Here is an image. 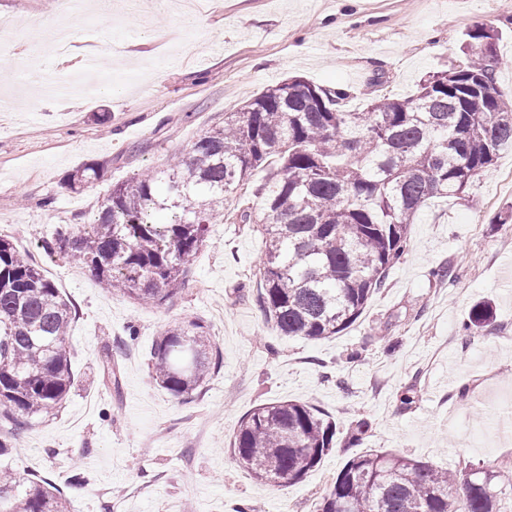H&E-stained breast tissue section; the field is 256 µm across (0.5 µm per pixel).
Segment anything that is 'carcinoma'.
Masks as SVG:
<instances>
[{
	"mask_svg": "<svg viewBox=\"0 0 512 512\" xmlns=\"http://www.w3.org/2000/svg\"><path fill=\"white\" fill-rule=\"evenodd\" d=\"M465 57L427 75L399 98L374 97L361 111L352 92L292 77L267 87L185 156L112 185L91 224L57 232L46 248L87 268L127 299L159 307L185 285L189 263L224 218L226 201L261 200L256 302L283 336L311 340L353 326L407 247L433 198L459 200L504 152H512V96L499 89L498 33L476 24ZM265 171L253 183L257 169ZM103 177L95 163L67 177L73 190ZM75 311L53 281L0 235V456L29 420L59 408L74 386L68 335ZM493 318L486 303L466 329ZM155 380L186 401L222 364L207 327L165 328L151 351ZM336 445V422L314 404L256 406L234 430L233 460L256 480L299 483ZM512 480L448 471L388 453L352 455L315 512H508ZM0 512H70L41 476L0 473Z\"/></svg>",
	"mask_w": 512,
	"mask_h": 512,
	"instance_id": "carcinoma-1",
	"label": "carcinoma"
}]
</instances>
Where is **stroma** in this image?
Wrapping results in <instances>:
<instances>
[{
    "instance_id": "stroma-1",
    "label": "stroma",
    "mask_w": 512,
    "mask_h": 512,
    "mask_svg": "<svg viewBox=\"0 0 512 512\" xmlns=\"http://www.w3.org/2000/svg\"><path fill=\"white\" fill-rule=\"evenodd\" d=\"M57 18L73 47L56 55L44 17ZM0 225L32 259L56 272L71 300L75 385L54 415L32 419L0 466L50 479L72 512H314L346 463V434L368 424L361 451H392L451 470L512 472V439L459 436L450 415L473 420L512 407V246L498 218L512 210V153L475 178L463 199L427 202L408 249L361 318L337 336L279 335L255 300L260 237L253 225H211L180 293L159 308L102 288L92 275L43 249L71 224L96 218L113 183L186 153L212 127L267 86L298 76L367 97L413 93L446 69L475 23L499 33L496 74L512 94V0H207L184 15L179 0H112L60 16L57 0H0ZM98 58L97 93H70L33 107L41 83ZM107 113V124L96 117ZM87 163L105 176L82 192L64 183ZM456 269L438 283L431 270ZM491 302L493 325L465 335L471 306ZM198 318L223 353L190 402L155 381L150 355L169 324ZM121 352H114V345ZM120 384L106 376L109 362ZM411 403H403V391ZM310 402L336 423V446L304 481L258 482L232 461L227 441L262 403ZM82 470L83 485L70 483Z\"/></svg>"
}]
</instances>
